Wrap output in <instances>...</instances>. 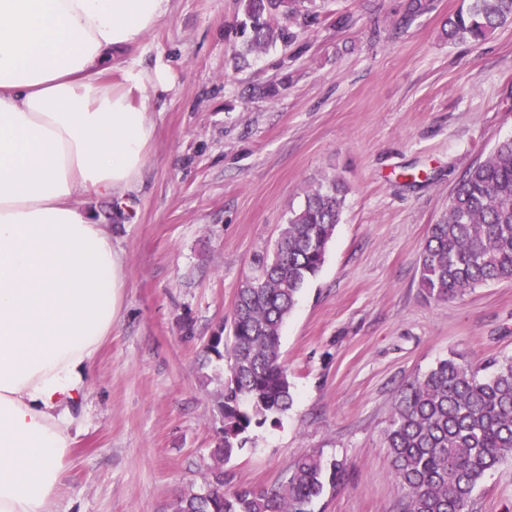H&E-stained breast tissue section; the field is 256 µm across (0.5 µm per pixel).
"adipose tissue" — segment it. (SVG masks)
Listing matches in <instances>:
<instances>
[{
    "mask_svg": "<svg viewBox=\"0 0 512 512\" xmlns=\"http://www.w3.org/2000/svg\"><path fill=\"white\" fill-rule=\"evenodd\" d=\"M168 0H0V512H50L98 348L124 286L78 194L139 179L153 134L133 92L165 67L99 74Z\"/></svg>",
    "mask_w": 512,
    "mask_h": 512,
    "instance_id": "1",
    "label": "adipose tissue"
}]
</instances>
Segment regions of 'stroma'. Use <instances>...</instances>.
<instances>
[{"mask_svg":"<svg viewBox=\"0 0 512 512\" xmlns=\"http://www.w3.org/2000/svg\"><path fill=\"white\" fill-rule=\"evenodd\" d=\"M305 0L296 40L243 54L239 0H169L121 64L168 68L146 103L147 161L123 196L81 195L125 286L84 397L51 512H173L214 461L228 377L206 344L257 255L307 192H348L325 263L280 333L295 401L252 427L224 488L270 489L303 454L345 461L316 512H399L384 432L407 380L457 351L512 356V281L436 301L419 286L430 224L464 170L512 135V23L452 43L463 0ZM193 323L192 335L181 329ZM473 512H512V462Z\"/></svg>","mask_w":512,"mask_h":512,"instance_id":"35a3bbf8","label":"stroma"}]
</instances>
